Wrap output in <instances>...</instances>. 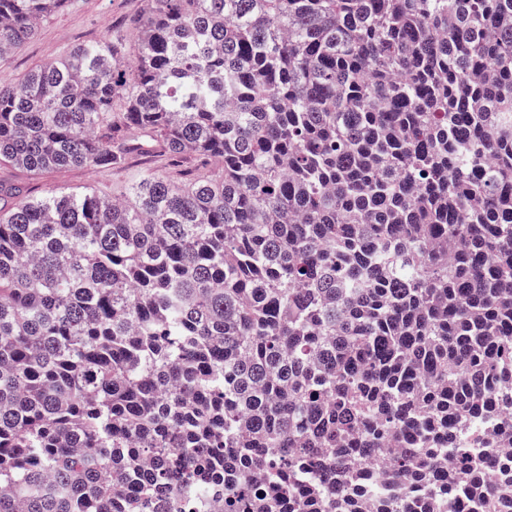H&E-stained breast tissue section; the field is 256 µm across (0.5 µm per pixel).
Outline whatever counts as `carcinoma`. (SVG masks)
I'll return each mask as SVG.
<instances>
[{
    "label": "carcinoma",
    "mask_w": 512,
    "mask_h": 512,
    "mask_svg": "<svg viewBox=\"0 0 512 512\" xmlns=\"http://www.w3.org/2000/svg\"><path fill=\"white\" fill-rule=\"evenodd\" d=\"M130 31L0 82V167L213 171L0 182V512H512V0ZM148 168L175 182H183L200 172H206L196 165L192 157L186 156L178 163H173L170 157L154 153L147 156H133L121 168L73 166L46 172L40 176L1 170L0 177L30 189L32 194L37 196L55 190L70 191L88 186L107 198L124 199L138 172Z\"/></svg>",
    "instance_id": "obj_1"
}]
</instances>
